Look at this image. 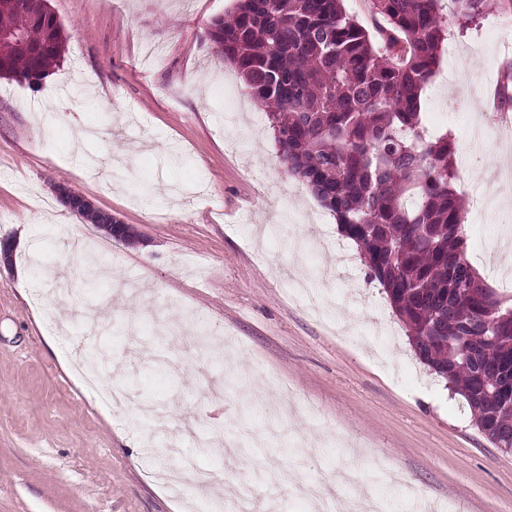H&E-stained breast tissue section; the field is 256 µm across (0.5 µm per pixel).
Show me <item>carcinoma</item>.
<instances>
[{
	"mask_svg": "<svg viewBox=\"0 0 512 512\" xmlns=\"http://www.w3.org/2000/svg\"><path fill=\"white\" fill-rule=\"evenodd\" d=\"M236 0L208 36L266 114L282 160L335 219L406 325L416 358L448 383L477 428L512 452V304L466 258L465 206L448 133L429 137L421 95L447 29L438 0ZM469 24L488 0H456ZM0 77L39 84L64 53L47 0H0Z\"/></svg>",
	"mask_w": 512,
	"mask_h": 512,
	"instance_id": "1",
	"label": "carcinoma"
}]
</instances>
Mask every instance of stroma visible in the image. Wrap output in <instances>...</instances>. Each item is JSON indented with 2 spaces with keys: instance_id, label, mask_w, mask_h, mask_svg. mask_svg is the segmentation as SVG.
<instances>
[{
  "instance_id": "35a3bbf8",
  "label": "stroma",
  "mask_w": 512,
  "mask_h": 512,
  "mask_svg": "<svg viewBox=\"0 0 512 512\" xmlns=\"http://www.w3.org/2000/svg\"><path fill=\"white\" fill-rule=\"evenodd\" d=\"M234 0H49L65 52L38 88L0 78V512H200L250 480L258 512H310L295 481L376 493L387 512H512V454L415 357L355 244L283 164L265 112L207 37ZM448 39L421 99L450 132L468 200L467 255L512 291V204L494 174L512 136L488 100L512 62V15L490 6ZM81 79H71L73 68ZM45 106L44 124L31 113ZM92 128L79 141L76 128ZM62 182L131 225L119 242L58 201ZM224 341V364L201 330ZM130 401H103L75 352ZM278 422L250 455L209 450ZM220 469L219 489L161 479Z\"/></svg>"
}]
</instances>
